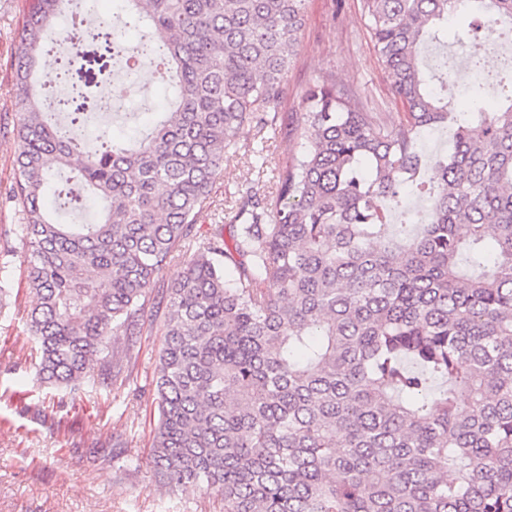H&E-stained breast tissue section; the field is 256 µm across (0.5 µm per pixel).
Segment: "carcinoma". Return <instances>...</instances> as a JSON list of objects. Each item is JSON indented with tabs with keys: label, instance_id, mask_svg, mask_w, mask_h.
Segmentation results:
<instances>
[{
	"label": "carcinoma",
	"instance_id": "1",
	"mask_svg": "<svg viewBox=\"0 0 512 512\" xmlns=\"http://www.w3.org/2000/svg\"><path fill=\"white\" fill-rule=\"evenodd\" d=\"M69 0H37L19 31L24 211L37 373L63 388L116 378L112 340L144 324L154 275L193 236L240 129L274 130L305 0H126L149 31L127 54L165 59L171 110L132 145L74 136L113 98L73 87L69 122L34 89ZM459 0H364L406 109L394 130L333 75L292 121L305 150L276 190L245 192L228 244L199 243L166 289L153 464L171 491H214L224 512H512V60L473 82L436 180L412 133L448 122L433 86ZM457 42L512 0H476ZM87 41L119 47L101 18ZM436 51L424 58V43ZM495 83L505 107L486 110ZM67 168L100 203L59 224ZM239 270L230 282L224 269Z\"/></svg>",
	"mask_w": 512,
	"mask_h": 512
}]
</instances>
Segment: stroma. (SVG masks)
Segmentation results:
<instances>
[{
	"instance_id": "35a3bbf8",
	"label": "stroma",
	"mask_w": 512,
	"mask_h": 512,
	"mask_svg": "<svg viewBox=\"0 0 512 512\" xmlns=\"http://www.w3.org/2000/svg\"><path fill=\"white\" fill-rule=\"evenodd\" d=\"M33 6L34 0H0V284L6 288L0 295V512H224L215 493H171L152 463L159 419L155 381L164 340L157 293L171 286L195 245H181L155 275L146 322L134 341L116 337L112 351L123 366L120 376L70 391L41 383L36 375L27 321L36 297L29 286L22 208L9 196L20 144L17 33ZM304 11L280 112H304L306 89L332 75L375 111L401 121L404 108L373 45L363 0H306ZM140 71L148 79L120 112L92 117L81 134L88 149H96L98 129L132 138L163 111L168 96L155 62L142 61ZM301 151L294 137L245 125L237 152L228 154L213 185V203L198 219V237L210 236L221 220L231 218L242 192L273 191L278 165Z\"/></svg>"
}]
</instances>
